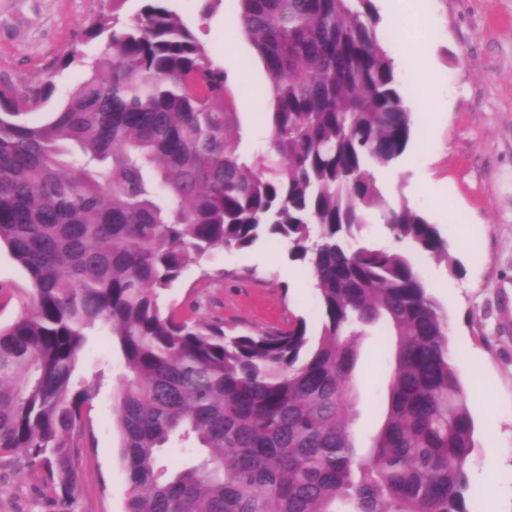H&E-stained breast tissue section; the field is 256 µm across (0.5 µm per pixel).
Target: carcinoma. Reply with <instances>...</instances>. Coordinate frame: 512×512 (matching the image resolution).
I'll return each instance as SVG.
<instances>
[{
  "label": "carcinoma",
  "instance_id": "cac0c4a2",
  "mask_svg": "<svg viewBox=\"0 0 512 512\" xmlns=\"http://www.w3.org/2000/svg\"><path fill=\"white\" fill-rule=\"evenodd\" d=\"M134 24L99 13L82 43L112 55L41 124L54 91L0 90V245L26 271L0 325V452L24 455L68 494L85 407L105 377L76 366L112 337L124 376L114 412L125 512H477L469 398L447 316L419 271L448 257L437 225L386 204L375 170L415 134L373 0H238L270 85L271 141L255 162L229 135L224 68L169 7ZM379 219L406 249L357 244ZM288 245L315 289L319 337L233 333L176 317L166 293L192 257ZM395 337L384 419L357 454L350 382L357 342ZM165 448L194 453L168 470Z\"/></svg>",
  "mask_w": 512,
  "mask_h": 512
}]
</instances>
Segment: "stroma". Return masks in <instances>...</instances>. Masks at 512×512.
I'll return each mask as SVG.
<instances>
[{
	"label": "stroma",
	"instance_id": "35a3bbf8",
	"mask_svg": "<svg viewBox=\"0 0 512 512\" xmlns=\"http://www.w3.org/2000/svg\"><path fill=\"white\" fill-rule=\"evenodd\" d=\"M143 0H0V85L16 92L52 78L55 90L32 120L60 108L91 74L105 42L86 44L66 68L59 60L85 21L112 11L131 23ZM404 29L392 28L375 0L376 31L396 65L400 91L416 120L403 159L380 170L389 204L423 211L448 241L449 261L426 259L420 270L448 317V336L475 423L468 465L478 512H512V0H400ZM170 7L223 67L238 108L239 150L255 160L267 149L272 100L264 65L238 23V0H171ZM433 88L417 80L421 64ZM25 271L0 247V323L21 309ZM177 317L220 322L247 333L305 318L318 334L315 291L307 268L283 241L260 238L246 251L217 249L190 261L168 292ZM353 372L359 454L383 422L393 340L382 327L357 347ZM106 379L87 406L80 477L71 493L53 487L18 452L0 453V512H125L128 485L118 453L113 393L121 359L112 339L96 333L80 357L86 373Z\"/></svg>",
	"mask_w": 512,
	"mask_h": 512
}]
</instances>
